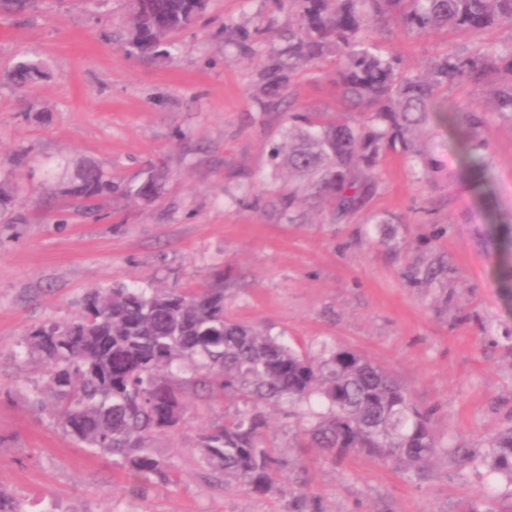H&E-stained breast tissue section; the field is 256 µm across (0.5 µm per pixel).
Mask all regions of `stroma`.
I'll list each match as a JSON object with an SVG mask.
<instances>
[{
	"label": "stroma",
	"instance_id": "obj_1",
	"mask_svg": "<svg viewBox=\"0 0 512 512\" xmlns=\"http://www.w3.org/2000/svg\"><path fill=\"white\" fill-rule=\"evenodd\" d=\"M128 0H66L0 17V180L18 192L0 224V491L22 512H287L304 479L325 512H467L492 495L512 512V489L482 465L460 469L435 457L416 478L406 465L351 454L334 460L299 448L305 418L269 407V443L291 478L268 496L211 485L197 461L199 434L223 420L224 400H189L174 437L156 453L180 473L175 485L141 487L112 458L78 446L31 396L42 363L26 351L35 327L72 319L83 294L123 283L138 288L223 286L235 319L285 334L298 347L328 343L391 371L431 410L439 445L483 456L512 427V257L491 234L512 226V120L490 112L482 136L495 196L484 205L460 175L459 145L433 117L428 144L441 169L425 175L401 154L378 164L371 202L380 220L329 224L317 205L288 222L268 206L277 187L268 151L280 109L255 93L274 48L270 30L295 20L291 0H211L168 59L124 49ZM372 36L413 67L447 49L512 42V28L425 38L394 28ZM47 75L19 88L4 78L16 62ZM297 106L344 112L329 68L298 78ZM28 155L15 167L17 153ZM93 162L121 190L83 214L51 178ZM167 181L157 200H130L150 165ZM256 192L243 196L240 186Z\"/></svg>",
	"mask_w": 512,
	"mask_h": 512
}]
</instances>
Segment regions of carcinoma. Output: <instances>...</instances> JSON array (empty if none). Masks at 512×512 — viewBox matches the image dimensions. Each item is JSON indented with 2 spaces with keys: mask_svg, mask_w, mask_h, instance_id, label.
<instances>
[{
  "mask_svg": "<svg viewBox=\"0 0 512 512\" xmlns=\"http://www.w3.org/2000/svg\"><path fill=\"white\" fill-rule=\"evenodd\" d=\"M296 20L278 34L280 45L259 73L264 95L283 101L299 75L336 61L334 81L355 112L311 111L288 105L279 142L271 149L280 181L272 206L292 216L306 200L322 203L338 223L368 209L379 186L382 153L401 147L424 172L437 159L421 147L433 112L460 127L464 177L482 199L494 195L485 178V111L512 119V42L472 54L447 50L413 69L368 34L379 22L407 36L445 29L473 35L512 25V0H293ZM40 0H0V15L23 13ZM208 7V0H146L131 5L128 53L151 55ZM44 75L20 62L8 75L26 86ZM490 85L491 107L448 105V89ZM166 171L154 167L131 198L158 196ZM120 190L97 165H81L67 192L84 212ZM29 350L44 364L51 416L76 443L109 454L136 479L178 482L174 466L156 457L157 437L173 433L194 397L213 393L237 404L199 437L200 463L224 486L267 496L288 479V463L266 438L265 408L298 409L313 420L297 447L321 448L333 458L350 453L407 464L420 474L446 449L437 445L430 412L389 372L360 353L323 346L303 352L268 329L240 322L224 310V289L114 285L89 291L81 313L30 332ZM487 470L512 485V428L496 434L483 457ZM288 512H323L299 489Z\"/></svg>",
  "mask_w": 512,
  "mask_h": 512,
  "instance_id": "1",
  "label": "carcinoma"
}]
</instances>
